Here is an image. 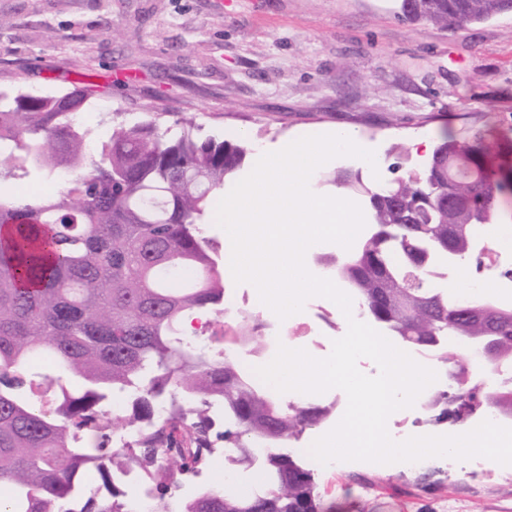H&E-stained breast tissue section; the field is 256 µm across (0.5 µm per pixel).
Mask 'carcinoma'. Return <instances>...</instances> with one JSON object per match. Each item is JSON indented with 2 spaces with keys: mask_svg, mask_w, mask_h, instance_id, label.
<instances>
[{
  "mask_svg": "<svg viewBox=\"0 0 512 512\" xmlns=\"http://www.w3.org/2000/svg\"><path fill=\"white\" fill-rule=\"evenodd\" d=\"M496 0H401L404 19L443 27L493 17ZM86 93L0 92V181L63 178L38 201L0 199V508L4 512H136L125 477L140 473L158 491L155 512H320L312 470L284 451L332 407L274 399L226 353L190 350L179 338L188 313L224 301L221 244L206 235L213 194L242 166L240 142L199 140L193 120L173 133L153 122L113 126L95 142L73 113ZM491 129L438 144L423 169L366 190L373 230L340 258L336 279L362 312L407 349L437 357L446 383L425 393L436 420L465 424L488 414L512 418V376L493 388L448 357V342L491 336L512 360V315L430 288L472 257V239L450 254L448 226L494 223V199L512 193L488 165ZM133 391L131 413L102 403ZM172 399L154 419L155 403ZM224 401V452L269 479L249 497L202 489L177 498L184 478L207 467L214 448L210 405ZM141 429L132 448L109 445L111 428ZM88 438L76 446L73 436ZM96 475L106 498L83 499Z\"/></svg>",
  "mask_w": 512,
  "mask_h": 512,
  "instance_id": "obj_1",
  "label": "carcinoma"
}]
</instances>
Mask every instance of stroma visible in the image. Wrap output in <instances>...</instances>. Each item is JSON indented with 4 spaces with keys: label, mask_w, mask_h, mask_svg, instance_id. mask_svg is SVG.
Masks as SVG:
<instances>
[{
    "label": "stroma",
    "mask_w": 512,
    "mask_h": 512,
    "mask_svg": "<svg viewBox=\"0 0 512 512\" xmlns=\"http://www.w3.org/2000/svg\"><path fill=\"white\" fill-rule=\"evenodd\" d=\"M398 0H0V91L57 94L93 89L85 127L108 138L118 123L193 133L275 150L289 136L354 127L385 165L338 157L325 171L358 170L366 186L417 172L420 136L465 140L512 131V13L454 28L410 23ZM255 287L224 282V307L204 332L183 331L196 350L232 349L243 371L275 356L234 348L262 327ZM249 311L242 320L241 311ZM306 430L291 448L313 469L324 512H512V466L476 457L397 464L314 463L307 450L341 419ZM423 404L394 415L396 439L447 435Z\"/></svg>",
    "instance_id": "obj_1"
}]
</instances>
